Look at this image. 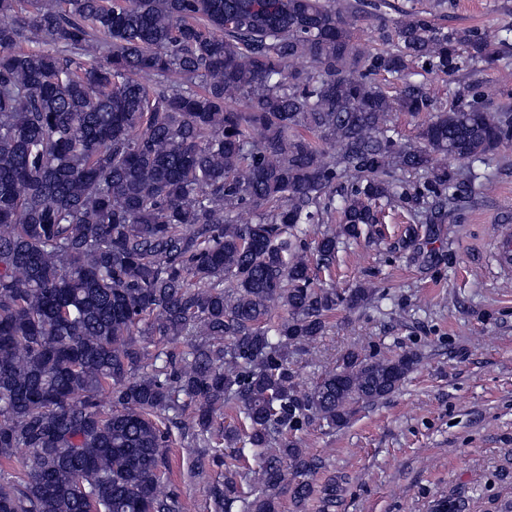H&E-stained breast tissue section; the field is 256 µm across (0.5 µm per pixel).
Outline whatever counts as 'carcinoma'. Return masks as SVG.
<instances>
[{"instance_id": "obj_1", "label": "carcinoma", "mask_w": 512, "mask_h": 512, "mask_svg": "<svg viewBox=\"0 0 512 512\" xmlns=\"http://www.w3.org/2000/svg\"><path fill=\"white\" fill-rule=\"evenodd\" d=\"M383 5L0 0V512H187L162 491L158 421L188 399L192 438L224 463L214 512H277L290 479L301 505L322 462L295 433L344 428L400 389L413 352L350 350L300 387L294 358L377 293L316 286L306 237L338 211L315 241L328 263L384 203L447 223L473 165L512 142V105L477 87L448 111L411 78L453 76L461 47L493 63L512 26L448 30L405 9L379 28L390 48L367 51L357 24ZM396 112L429 113L417 141ZM226 404L239 426L217 429Z\"/></svg>"}]
</instances>
